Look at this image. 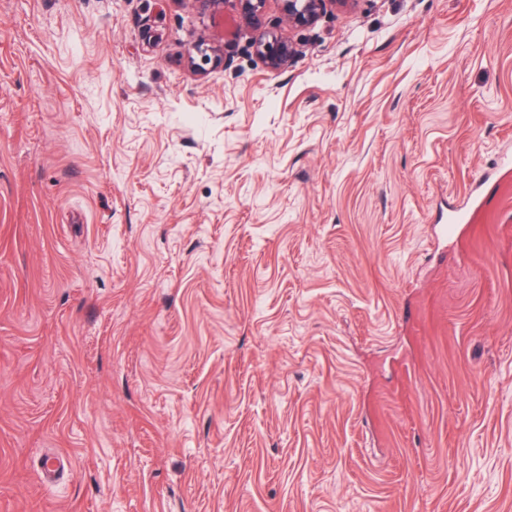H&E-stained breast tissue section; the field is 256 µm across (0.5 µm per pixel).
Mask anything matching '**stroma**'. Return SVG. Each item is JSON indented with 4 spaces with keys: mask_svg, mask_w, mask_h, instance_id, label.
Returning <instances> with one entry per match:
<instances>
[{
    "mask_svg": "<svg viewBox=\"0 0 512 512\" xmlns=\"http://www.w3.org/2000/svg\"><path fill=\"white\" fill-rule=\"evenodd\" d=\"M206 24L0 0V512H512V0ZM194 6L201 15L211 18L213 31L198 35L191 43L188 55V64L195 65V55L202 60L212 62L214 65L224 63L223 33L219 30L224 10L228 5L238 18V31L243 29L261 30L266 32L264 36L253 43V51L264 67L272 72L288 69V66L298 56V45L281 37L276 30L266 29L265 8L266 0H192Z\"/></svg>",
    "mask_w": 512,
    "mask_h": 512,
    "instance_id": "35a3bbf8",
    "label": "stroma"
}]
</instances>
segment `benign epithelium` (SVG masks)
Wrapping results in <instances>:
<instances>
[{"label": "benign epithelium", "instance_id": "benign-epithelium-1", "mask_svg": "<svg viewBox=\"0 0 512 512\" xmlns=\"http://www.w3.org/2000/svg\"><path fill=\"white\" fill-rule=\"evenodd\" d=\"M198 12L211 18L213 31L198 35L191 43L188 64L195 65V57L212 62L224 63L223 33L220 26L225 7H230L239 20L238 30L265 29L266 0H192ZM356 0H282L284 21L292 28L311 27L317 23L327 6L348 9ZM253 51L264 67L272 72L288 69L299 54L296 43L281 37L277 31L266 29L264 36L253 43Z\"/></svg>", "mask_w": 512, "mask_h": 512}]
</instances>
